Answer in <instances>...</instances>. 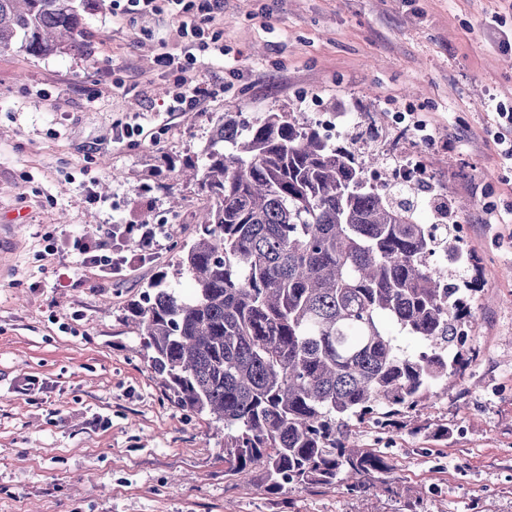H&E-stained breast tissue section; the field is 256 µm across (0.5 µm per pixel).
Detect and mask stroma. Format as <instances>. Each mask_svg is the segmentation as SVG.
I'll return each instance as SVG.
<instances>
[{
	"label": "stroma",
	"mask_w": 512,
	"mask_h": 512,
	"mask_svg": "<svg viewBox=\"0 0 512 512\" xmlns=\"http://www.w3.org/2000/svg\"><path fill=\"white\" fill-rule=\"evenodd\" d=\"M89 50H0V512H512V159L496 140L512 112V0H224L223 54L190 74L220 86L197 110L166 106L187 41L165 14L113 17L99 0ZM414 103L433 132L389 131L419 153L434 194L467 201L456 224L477 265L473 363L402 418L393 490L309 485L273 495L224 473V435L167 400L127 309L196 236L205 203L176 181L224 113H358L356 130ZM139 122L155 142H118ZM96 179L99 202L83 181ZM168 224L164 247L106 279L61 247L102 224ZM32 377L42 391L18 393ZM448 428V436L437 433Z\"/></svg>",
	"instance_id": "1"
}]
</instances>
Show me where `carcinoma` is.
Listing matches in <instances>:
<instances>
[{
  "label": "carcinoma",
  "mask_w": 512,
  "mask_h": 512,
  "mask_svg": "<svg viewBox=\"0 0 512 512\" xmlns=\"http://www.w3.org/2000/svg\"><path fill=\"white\" fill-rule=\"evenodd\" d=\"M97 0H0V49L49 56L85 46ZM358 134L332 141L313 119L223 114L193 178L209 197L178 267L194 292L159 277L131 304L150 368L177 408L224 431L226 472L244 484L385 489L381 448L349 423L387 428L467 364V296L428 261H474L447 224L417 217L420 189L370 183L385 156ZM418 337L409 353L390 328ZM363 422L368 431L374 436L376 445L379 448H384L387 444H389L388 446H392V444L389 443L386 427H384L379 415L373 414L366 416ZM365 427L357 428L356 425H354L351 429L352 440L356 448H377L374 446L372 436Z\"/></svg>",
  "instance_id": "obj_1"
}]
</instances>
